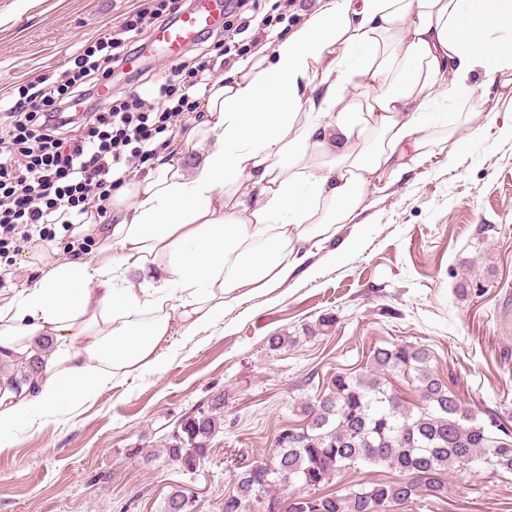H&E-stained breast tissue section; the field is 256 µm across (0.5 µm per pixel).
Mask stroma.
Instances as JSON below:
<instances>
[{"mask_svg":"<svg viewBox=\"0 0 512 512\" xmlns=\"http://www.w3.org/2000/svg\"><path fill=\"white\" fill-rule=\"evenodd\" d=\"M144 2L0 0V102L59 79ZM485 84L476 75L447 103L473 116L462 137L436 128L431 156L381 172L363 223L312 248L310 275L173 336L154 368L79 406L24 413L0 451V512H164L176 486L192 492L191 512H222L236 453L268 457L302 403L336 372L364 371L388 342L427 345L478 418L512 421V100H485ZM463 283L476 290L464 300L453 294ZM272 336L282 348H269ZM218 399L224 427L186 472L165 450L183 419ZM413 512H512V474L451 475L446 501L428 496Z\"/></svg>","mask_w":512,"mask_h":512,"instance_id":"35a3bbf8","label":"stroma"}]
</instances>
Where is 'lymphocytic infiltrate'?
<instances>
[{"instance_id": "lymphocytic-infiltrate-1", "label": "lymphocytic infiltrate", "mask_w": 512, "mask_h": 512, "mask_svg": "<svg viewBox=\"0 0 512 512\" xmlns=\"http://www.w3.org/2000/svg\"><path fill=\"white\" fill-rule=\"evenodd\" d=\"M186 0H150L126 16L116 34L100 38L74 59L63 82L20 85L0 115V258L22 251L32 238L53 240L90 211L106 213V201L124 183L133 163L166 147L159 136L197 110L215 61L202 51L172 67L149 95L137 87L101 95L115 71L137 52L151 27L176 19ZM292 0H224L219 42L225 61L243 58L238 40L266 32L288 18Z\"/></svg>"}]
</instances>
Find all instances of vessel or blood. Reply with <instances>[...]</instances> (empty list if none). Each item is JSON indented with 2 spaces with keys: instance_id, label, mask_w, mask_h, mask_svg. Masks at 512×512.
<instances>
[{
  "instance_id": "obj_1",
  "label": "vessel or blood",
  "mask_w": 512,
  "mask_h": 512,
  "mask_svg": "<svg viewBox=\"0 0 512 512\" xmlns=\"http://www.w3.org/2000/svg\"><path fill=\"white\" fill-rule=\"evenodd\" d=\"M224 19V0H194L190 10L168 26L152 31L142 56L150 58L155 47H162L168 58L179 56L203 32L216 28Z\"/></svg>"
}]
</instances>
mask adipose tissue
Listing matches in <instances>:
<instances>
[{
  "label": "adipose tissue",
  "mask_w": 512,
  "mask_h": 512,
  "mask_svg": "<svg viewBox=\"0 0 512 512\" xmlns=\"http://www.w3.org/2000/svg\"><path fill=\"white\" fill-rule=\"evenodd\" d=\"M478 72L512 87V0H316L176 133L211 136L196 165L168 150L113 191L109 223L72 231L91 255L26 252L36 278L0 297V361L52 348L40 375L0 380V447L21 412L81 404L153 368L174 331L298 279L382 168L434 144L430 105Z\"/></svg>",
  "instance_id": "adipose-tissue-1"
}]
</instances>
